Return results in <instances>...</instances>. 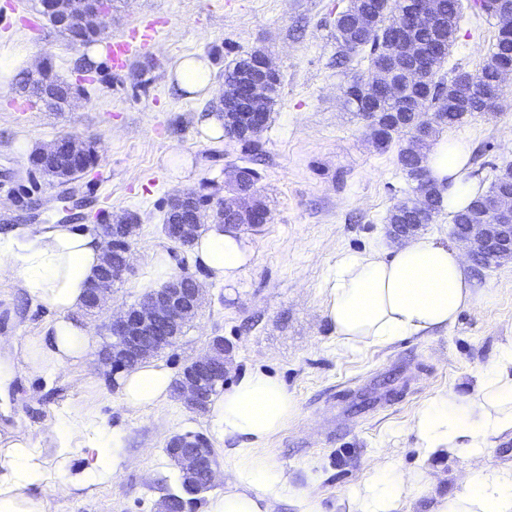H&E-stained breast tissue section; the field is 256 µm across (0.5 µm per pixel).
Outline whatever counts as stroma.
Wrapping results in <instances>:
<instances>
[{
  "label": "stroma",
  "mask_w": 512,
  "mask_h": 512,
  "mask_svg": "<svg viewBox=\"0 0 512 512\" xmlns=\"http://www.w3.org/2000/svg\"><path fill=\"white\" fill-rule=\"evenodd\" d=\"M349 0H114L101 44L157 23L148 53L114 71L108 58L88 63V49L72 45L41 13L40 0H0V50L30 47L35 65L80 84L84 92L53 112L20 93L0 96V228L53 224L58 186L29 175L22 144L49 145L69 134L97 142L95 166L75 183L89 226L99 213H137L134 270L117 283L108 310L136 303L153 255L165 250L194 274L205 290L202 308L184 334L158 359L171 375L205 350L214 336L232 345L227 384L262 367L277 375L297 411L263 446L276 465L292 474L298 489H316L325 512H344L346 496L368 477L373 461L388 456L401 468L416 466L415 415L430 400L455 388L468 391L473 376L512 339V262L470 265L480 298L455 325L430 336H410L382 348L343 353L323 318L320 285L338 254L370 247L390 249L387 216L412 183L397 161V147L381 151L365 125L348 111L342 90L355 75H368V50L347 66L336 64L339 47L333 21ZM497 29L494 17L465 14L447 63L477 71ZM271 56L281 88L260 134L264 156L256 167L266 201L267 223L246 229L254 248L232 287L211 280L189 253L161 233L173 195L202 181L224 185V170L252 164L241 144L201 140L197 113L212 102L178 91L171 76L179 61L208 59L213 75L244 52ZM478 156L472 162L483 183L512 165V80L499 111L469 117L452 128ZM192 159L176 180L177 154ZM45 312L31 306L11 272L0 273V360L15 370L10 415L0 414V443L16 430L48 442L57 411L76 403L122 437L123 453L111 485L94 493L51 496L49 512H158V503L178 483L165 454L168 439L193 432L208 437L219 469L232 466L215 438L208 415L179 401L127 409L116 383L100 384L96 354L65 369L52 387L24 369L17 343L36 334ZM468 465L453 456L437 462L402 512H432L438 497L452 492Z\"/></svg>",
  "instance_id": "stroma-1"
}]
</instances>
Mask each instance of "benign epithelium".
<instances>
[{
	"label": "benign epithelium",
	"instance_id": "7a95c632",
	"mask_svg": "<svg viewBox=\"0 0 512 512\" xmlns=\"http://www.w3.org/2000/svg\"><path fill=\"white\" fill-rule=\"evenodd\" d=\"M43 7L59 24L82 35L88 33L96 40L103 34L102 22L108 17L104 0H96L95 5L80 12L65 7L64 0H44ZM277 75L278 69L266 55L253 65L250 74L238 82L224 85L220 101L237 103L246 113L254 134L261 133L266 126L260 94ZM87 149V141L71 137L53 142L47 158L81 163ZM244 180L245 173L241 167L231 169L228 180L224 182V190L231 197L219 200V208L232 217H251L257 225L267 223L268 208L258 205V193L246 187ZM198 197L200 193L190 191L168 200V207L177 208L178 216L163 224V233L180 246L192 242L199 229L202 209ZM489 208L499 223L465 224L458 229L455 238L467 247L472 261L483 258L503 265L512 261V194L491 197ZM129 228L130 225L122 219L100 225L104 259L100 277L89 288L87 297L88 305L94 310L104 306L106 296L112 293V285L131 271L132 237ZM117 240L123 244V251L115 261L111 243ZM202 303L203 288L197 285L194 276L185 271L173 275L162 287L145 293L137 303L112 314L106 324L112 344L99 352V362L116 371L128 369L143 358L159 354L182 335L184 326L196 316ZM229 351L230 346L225 344L224 337L214 336L207 345V352L193 358L189 366L180 371L174 382V392L189 410L195 413L209 410L211 391L224 382L227 374L225 355ZM168 451L180 469L184 494L194 496L214 487L217 464L212 445L202 448L197 445L195 435L187 433L173 436L168 441Z\"/></svg>",
	"mask_w": 512,
	"mask_h": 512
}]
</instances>
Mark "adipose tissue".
I'll return each instance as SVG.
<instances>
[{
    "mask_svg": "<svg viewBox=\"0 0 512 512\" xmlns=\"http://www.w3.org/2000/svg\"><path fill=\"white\" fill-rule=\"evenodd\" d=\"M467 141L441 138L427 155L432 179L443 187L449 212L465 208L482 191L471 174ZM240 231L210 223L194 242L192 258L222 283H233L252 254ZM102 257L100 237L78 224H17L0 230V269L14 273L30 303L49 315L40 333L22 342L24 367L33 376L55 378L91 350L92 329L75 314ZM323 316L337 345L348 352L384 347L409 336H425L454 325L480 292L461 249L425 237L387 252L338 255L322 285ZM172 384L161 363L144 360L117 381L126 407L140 409L167 399ZM295 414L283 382L256 369L215 397L211 427L220 439L237 441L224 486L208 512H273L289 500L295 512H323L319 494L296 490L285 468L261 451ZM419 463L403 470L377 460L367 479L348 497V512H399L421 488L433 460L464 456L473 465L456 489L437 499L433 512H512V465H482L486 449L512 434V340L495 362L474 377L471 393L448 390L415 416ZM85 449L81 467L71 465L75 444ZM121 442L89 412L63 406L50 428L49 444L16 432L0 445V512H47L46 493L94 490L111 483Z\"/></svg>",
    "mask_w": 512,
    "mask_h": 512,
    "instance_id": "obj_1",
    "label": "adipose tissue"
}]
</instances>
